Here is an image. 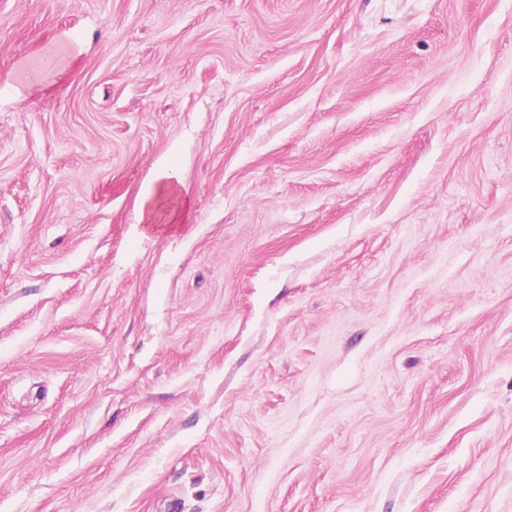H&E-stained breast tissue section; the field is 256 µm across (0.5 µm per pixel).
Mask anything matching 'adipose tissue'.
Wrapping results in <instances>:
<instances>
[{
    "label": "adipose tissue",
    "instance_id": "ef3b65f1",
    "mask_svg": "<svg viewBox=\"0 0 512 512\" xmlns=\"http://www.w3.org/2000/svg\"><path fill=\"white\" fill-rule=\"evenodd\" d=\"M74 54L73 47L66 40L56 38L49 41L39 53V69L25 76V84L41 88L66 75ZM183 189L179 169L167 159L157 160L152 176L139 193L135 219L139 237H157L186 222L189 202Z\"/></svg>",
    "mask_w": 512,
    "mask_h": 512
}]
</instances>
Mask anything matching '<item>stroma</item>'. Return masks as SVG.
I'll return each mask as SVG.
<instances>
[{"label": "stroma", "mask_w": 512, "mask_h": 512, "mask_svg": "<svg viewBox=\"0 0 512 512\" xmlns=\"http://www.w3.org/2000/svg\"><path fill=\"white\" fill-rule=\"evenodd\" d=\"M175 504L512 512V0H0V512ZM75 54L73 47L63 38L46 43L39 53L40 68L22 78L25 84L42 88L50 81L66 75ZM183 189L179 169L165 158L157 160L152 176L139 193L134 224L140 238L160 236L186 222L189 202Z\"/></svg>", "instance_id": "obj_1"}]
</instances>
